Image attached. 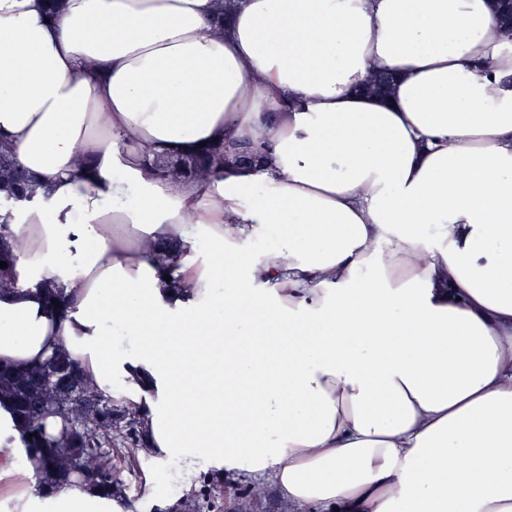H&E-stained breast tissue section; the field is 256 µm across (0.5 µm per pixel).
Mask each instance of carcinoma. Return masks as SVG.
Instances as JSON below:
<instances>
[{"mask_svg":"<svg viewBox=\"0 0 512 512\" xmlns=\"http://www.w3.org/2000/svg\"><path fill=\"white\" fill-rule=\"evenodd\" d=\"M393 75H373L365 90L386 94ZM168 172L175 178L205 183L214 174L203 159L182 157L169 160ZM29 175L17 169L9 152L0 144V203L19 200L29 188ZM77 371L75 362L61 353L47 362L22 372L0 369V397L11 402L15 421L32 435L27 447L40 454L44 462V479L57 486L95 487L102 495L111 496L120 488L112 477L117 439L124 444L140 442V430L124 428L130 412L118 409L99 397L82 381L60 384L63 373ZM59 425V433L50 426Z\"/></svg>","mask_w":512,"mask_h":512,"instance_id":"1","label":"carcinoma"}]
</instances>
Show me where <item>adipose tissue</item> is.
Listing matches in <instances>:
<instances>
[{"label": "adipose tissue", "instance_id": "obj_1", "mask_svg": "<svg viewBox=\"0 0 512 512\" xmlns=\"http://www.w3.org/2000/svg\"><path fill=\"white\" fill-rule=\"evenodd\" d=\"M0 44L34 179L0 210V366L67 351L154 463L269 478L289 512H512L497 0H0ZM202 142L254 158L162 169ZM0 482L11 512H126L43 483L6 401ZM168 172L174 178H182L194 182L205 183L214 174L213 167L195 157H182L176 160H165Z\"/></svg>", "mask_w": 512, "mask_h": 512}]
</instances>
